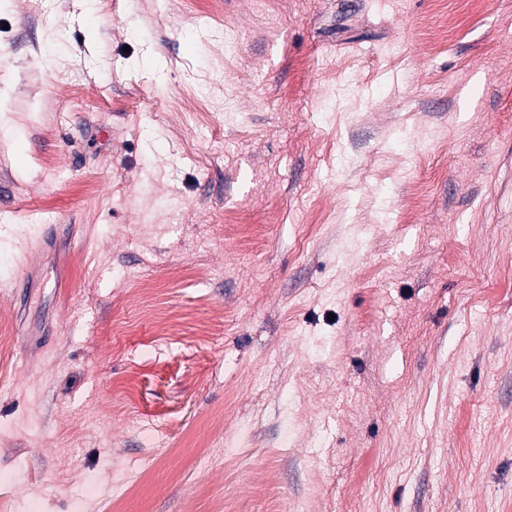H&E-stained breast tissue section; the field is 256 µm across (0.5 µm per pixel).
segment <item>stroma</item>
<instances>
[{"instance_id": "stroma-1", "label": "stroma", "mask_w": 512, "mask_h": 512, "mask_svg": "<svg viewBox=\"0 0 512 512\" xmlns=\"http://www.w3.org/2000/svg\"><path fill=\"white\" fill-rule=\"evenodd\" d=\"M109 469L512 512V0H0V472Z\"/></svg>"}]
</instances>
